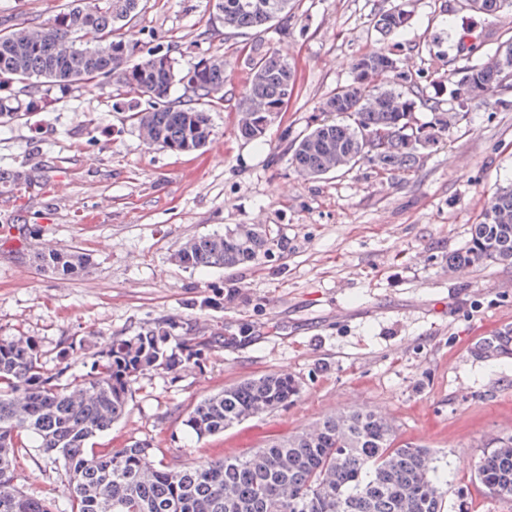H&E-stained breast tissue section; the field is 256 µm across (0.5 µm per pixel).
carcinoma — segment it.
Segmentation results:
<instances>
[{
  "label": "carcinoma",
  "instance_id": "carcinoma-1",
  "mask_svg": "<svg viewBox=\"0 0 512 512\" xmlns=\"http://www.w3.org/2000/svg\"><path fill=\"white\" fill-rule=\"evenodd\" d=\"M142 0H71L47 22L25 19L0 28V123L32 112H49L57 94L99 78L135 89L153 105L121 102L143 140L176 153L198 151L213 133L211 109L224 104V64L201 58L184 67L168 54L141 55L124 26L141 11ZM212 9L231 30L260 33L288 17L291 0H213ZM408 14L391 8L376 25L386 35L406 26ZM251 79L237 125L240 137L258 140L295 93L288 57L259 43L247 54ZM352 81L336 88L324 119L292 143V163L308 177L349 170L361 161L385 171H407L421 151L443 138L448 119L427 88L398 70L392 49L357 57ZM392 76L384 85L373 76ZM456 112L472 102L512 88V43L476 66L448 74ZM23 85L28 102L16 101ZM190 92L170 99L173 87ZM433 111L417 125L408 108ZM274 240L256 224H236L222 234L188 240L174 254L184 268L254 265L274 253ZM36 266L64 279L91 267L89 254L41 246ZM456 268L512 262V187L488 199L468 243L449 257ZM174 324L160 322L134 336L115 337L96 352L91 371L60 383L49 373L36 342L26 336L0 340V512H54L50 503L28 497L13 483L24 438L64 460L70 512H444L447 486L436 476L430 450L396 442L391 423L377 413L330 414L315 425L274 440L253 453L174 468L154 460V449H96L89 442L127 412L139 375L173 372L199 359L212 341L178 338L168 352ZM476 351L512 355V332L484 339ZM297 381L287 373L249 378L209 395L187 414L185 426L198 438L224 432L268 414L294 398ZM479 484L512 501V438L500 441L475 465Z\"/></svg>",
  "mask_w": 512,
  "mask_h": 512
}]
</instances>
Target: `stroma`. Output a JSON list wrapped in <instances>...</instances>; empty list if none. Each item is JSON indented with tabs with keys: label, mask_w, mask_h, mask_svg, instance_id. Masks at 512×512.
<instances>
[{
	"label": "stroma",
	"mask_w": 512,
	"mask_h": 512,
	"mask_svg": "<svg viewBox=\"0 0 512 512\" xmlns=\"http://www.w3.org/2000/svg\"><path fill=\"white\" fill-rule=\"evenodd\" d=\"M126 28L143 52L182 64L223 55L224 105L201 151L146 144L99 79L63 95L54 111L0 125V168L30 181L0 185V339L37 340L41 361L64 377L86 374L96 352L169 319L175 335L220 336L224 345L175 371H148L126 415L98 448L149 443L168 466L244 456L319 421L366 408L397 440L432 449L448 485L446 512H512L476 481L494 440L512 436V357L473 354L512 324V263L459 269L449 257L480 223L488 197L512 186V89L472 103L445 139L404 172L362 162L301 176L291 143L325 114L323 101L353 79L352 61L395 46L402 71L454 103L441 77L477 65L512 37V10L474 11L470 0H294L287 23L255 35L225 29L209 0H143ZM410 15L391 36L379 12ZM480 46L458 44L462 30ZM287 54L295 95L264 139L239 137L250 81L242 47L255 39ZM257 224L281 245L252 266L186 269L172 259L187 240ZM7 226L36 228L38 244L81 248L91 273L64 280L38 270L28 242ZM286 372L299 383L288 406L197 438L187 412L225 386ZM15 486L69 512L62 461L26 439Z\"/></svg>",
	"instance_id": "obj_1"
}]
</instances>
